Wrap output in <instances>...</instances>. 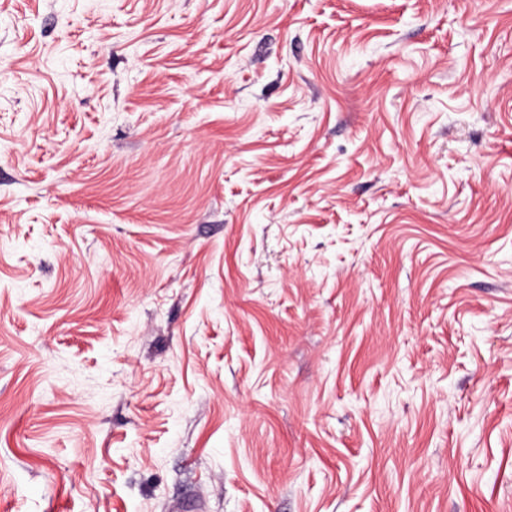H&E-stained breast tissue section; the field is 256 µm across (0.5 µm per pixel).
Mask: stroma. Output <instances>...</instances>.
Returning <instances> with one entry per match:
<instances>
[{"mask_svg": "<svg viewBox=\"0 0 512 512\" xmlns=\"http://www.w3.org/2000/svg\"><path fill=\"white\" fill-rule=\"evenodd\" d=\"M512 512V0H0V512Z\"/></svg>", "mask_w": 512, "mask_h": 512, "instance_id": "obj_1", "label": "stroma"}]
</instances>
